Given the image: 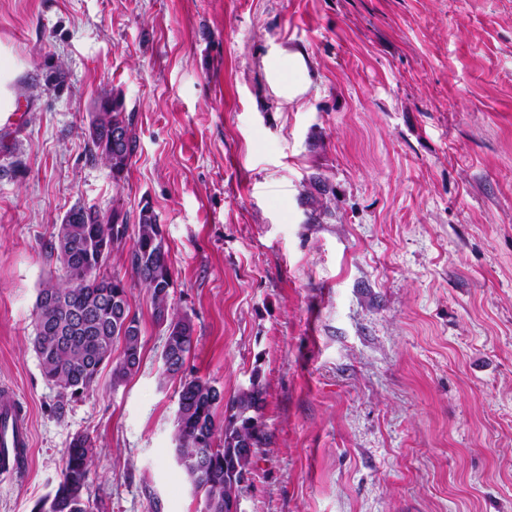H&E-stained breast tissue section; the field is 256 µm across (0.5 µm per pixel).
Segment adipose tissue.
I'll list each match as a JSON object with an SVG mask.
<instances>
[{"mask_svg": "<svg viewBox=\"0 0 512 512\" xmlns=\"http://www.w3.org/2000/svg\"><path fill=\"white\" fill-rule=\"evenodd\" d=\"M261 65L268 87L283 102H295L307 92L308 64L303 52L280 47L265 56Z\"/></svg>", "mask_w": 512, "mask_h": 512, "instance_id": "1", "label": "adipose tissue"}]
</instances>
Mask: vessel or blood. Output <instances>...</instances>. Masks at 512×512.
Segmentation results:
<instances>
[{
  "instance_id": "obj_1",
  "label": "vessel or blood",
  "mask_w": 512,
  "mask_h": 512,
  "mask_svg": "<svg viewBox=\"0 0 512 512\" xmlns=\"http://www.w3.org/2000/svg\"><path fill=\"white\" fill-rule=\"evenodd\" d=\"M33 445L30 417L22 403L0 401V478H14Z\"/></svg>"
}]
</instances>
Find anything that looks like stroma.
I'll list each match as a JSON object with an SVG mask.
<instances>
[{
  "instance_id": "1",
  "label": "stroma",
  "mask_w": 512,
  "mask_h": 512,
  "mask_svg": "<svg viewBox=\"0 0 512 512\" xmlns=\"http://www.w3.org/2000/svg\"><path fill=\"white\" fill-rule=\"evenodd\" d=\"M300 49L288 104L261 60ZM22 126L0 139V395L29 411L33 512L87 437L102 512H204L175 460L180 381L132 277L141 363L56 416L35 303L74 206L159 218L188 375L259 377L268 439L243 512H512V0H0ZM118 99L121 181L88 128Z\"/></svg>"
}]
</instances>
